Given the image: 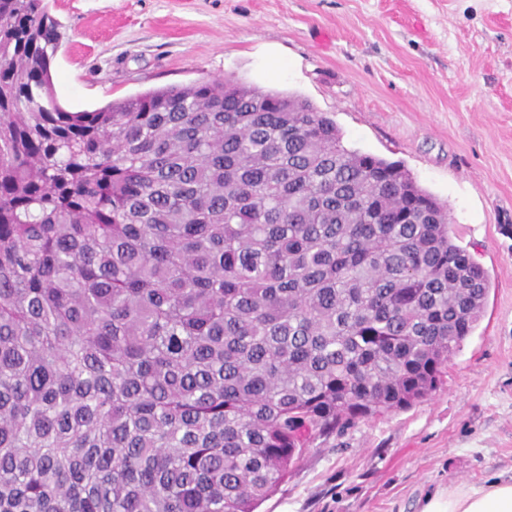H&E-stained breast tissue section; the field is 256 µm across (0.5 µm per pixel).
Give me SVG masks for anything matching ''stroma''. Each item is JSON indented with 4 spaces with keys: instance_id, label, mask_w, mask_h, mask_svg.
Returning a JSON list of instances; mask_svg holds the SVG:
<instances>
[{
    "instance_id": "stroma-1",
    "label": "stroma",
    "mask_w": 512,
    "mask_h": 512,
    "mask_svg": "<svg viewBox=\"0 0 512 512\" xmlns=\"http://www.w3.org/2000/svg\"><path fill=\"white\" fill-rule=\"evenodd\" d=\"M59 103L93 110L232 77L329 113L403 162L490 276L440 388L316 440L258 512H418L512 475V0H45Z\"/></svg>"
}]
</instances>
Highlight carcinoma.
<instances>
[{"instance_id": "1", "label": "carcinoma", "mask_w": 512, "mask_h": 512, "mask_svg": "<svg viewBox=\"0 0 512 512\" xmlns=\"http://www.w3.org/2000/svg\"><path fill=\"white\" fill-rule=\"evenodd\" d=\"M61 38L0 0V512H256L437 390L489 277L404 166L231 78L68 111Z\"/></svg>"}]
</instances>
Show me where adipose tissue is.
<instances>
[{
	"mask_svg": "<svg viewBox=\"0 0 512 512\" xmlns=\"http://www.w3.org/2000/svg\"><path fill=\"white\" fill-rule=\"evenodd\" d=\"M419 512H512V477L438 488L421 501Z\"/></svg>",
	"mask_w": 512,
	"mask_h": 512,
	"instance_id": "obj_1",
	"label": "adipose tissue"
}]
</instances>
